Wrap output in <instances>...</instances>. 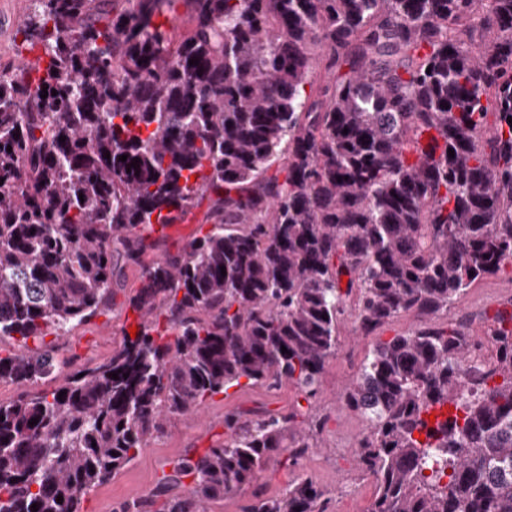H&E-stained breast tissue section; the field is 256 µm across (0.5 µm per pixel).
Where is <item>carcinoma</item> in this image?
<instances>
[{
    "mask_svg": "<svg viewBox=\"0 0 512 512\" xmlns=\"http://www.w3.org/2000/svg\"><path fill=\"white\" fill-rule=\"evenodd\" d=\"M34 2L0 65V339L18 337L0 381L59 372L45 337L103 314L130 266L137 329L0 403V512H79L233 386L286 382L308 402L345 321L370 336L433 318L512 266V0H182L181 36L153 20L176 0ZM316 48L333 79L315 95ZM203 205L180 252L145 260L144 232ZM485 345L424 328L365 358L345 403L368 421V512H512V312ZM224 426L175 465L166 481L193 486L162 512H205L270 458L321 447L298 400ZM327 501L298 477L247 512Z\"/></svg>",
    "mask_w": 512,
    "mask_h": 512,
    "instance_id": "obj_1",
    "label": "carcinoma"
}]
</instances>
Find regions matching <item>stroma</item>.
<instances>
[{
	"mask_svg": "<svg viewBox=\"0 0 512 512\" xmlns=\"http://www.w3.org/2000/svg\"><path fill=\"white\" fill-rule=\"evenodd\" d=\"M126 284L115 293L105 314L94 317L63 337L56 339L58 356L69 374L109 359L123 339V332L136 324V316L126 299L138 285L139 271L127 269ZM512 305V268L489 278L456 301L446 315L425 320L405 314L383 327L377 336H362L353 322H346L339 337L336 355L323 375L319 395L312 401L317 417L324 419L322 448L310 453L300 466H289L285 457L271 458L258 473L251 493L230 494L210 503L208 512H245L252 492L271 497L282 492L289 482L304 476L313 479L329 493L327 512H367L374 494V479L362 474L354 450L368 423L344 402L345 389L356 376L364 357L376 340L433 326H459L471 340L484 341L498 309ZM296 397L292 385L277 389L261 386L230 388L209 399L200 414L177 417L167 423L127 467L108 481L93 487L81 499V512H124L137 503L138 512H160L165 499L187 495L191 479L168 482L174 465L185 458L202 454L224 439V417L250 409L287 410Z\"/></svg>",
	"mask_w": 512,
	"mask_h": 512,
	"instance_id": "stroma-1",
	"label": "stroma"
}]
</instances>
